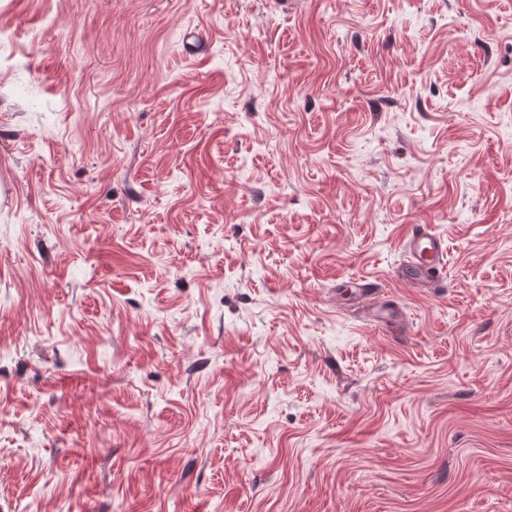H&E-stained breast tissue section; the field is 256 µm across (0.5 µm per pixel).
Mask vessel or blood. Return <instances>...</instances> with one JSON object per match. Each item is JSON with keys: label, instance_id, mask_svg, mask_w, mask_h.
I'll list each match as a JSON object with an SVG mask.
<instances>
[{"label": "vessel or blood", "instance_id": "b4317fda", "mask_svg": "<svg viewBox=\"0 0 512 512\" xmlns=\"http://www.w3.org/2000/svg\"><path fill=\"white\" fill-rule=\"evenodd\" d=\"M405 261L396 269V277L416 288L430 287L431 271L443 270L447 246L444 237L436 234L427 224L412 227L404 240ZM358 303L365 317L374 324L391 328L402 322L403 310L394 303L384 301L377 284L363 278L355 279Z\"/></svg>", "mask_w": 512, "mask_h": 512}]
</instances>
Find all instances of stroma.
<instances>
[{
    "instance_id": "35a3bbf8",
    "label": "stroma",
    "mask_w": 512,
    "mask_h": 512,
    "mask_svg": "<svg viewBox=\"0 0 512 512\" xmlns=\"http://www.w3.org/2000/svg\"><path fill=\"white\" fill-rule=\"evenodd\" d=\"M1 29L0 512H512V0ZM405 261L395 270L396 277L414 288H431L430 270L442 272L447 246L444 237L428 224H417L404 239ZM354 285L358 304L369 321L385 328H392L402 322V308L397 304L384 301L377 284L364 278H356Z\"/></svg>"
}]
</instances>
